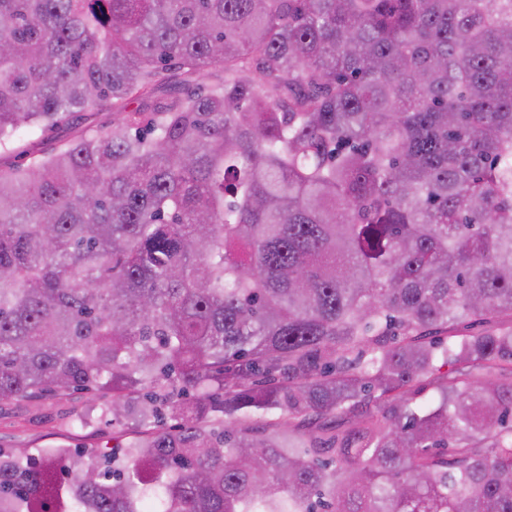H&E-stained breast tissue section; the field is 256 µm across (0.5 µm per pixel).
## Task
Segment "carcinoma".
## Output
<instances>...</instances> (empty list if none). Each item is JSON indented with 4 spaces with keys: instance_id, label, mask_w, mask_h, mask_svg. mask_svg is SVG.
I'll use <instances>...</instances> for the list:
<instances>
[{
    "instance_id": "carcinoma-1",
    "label": "carcinoma",
    "mask_w": 512,
    "mask_h": 512,
    "mask_svg": "<svg viewBox=\"0 0 512 512\" xmlns=\"http://www.w3.org/2000/svg\"><path fill=\"white\" fill-rule=\"evenodd\" d=\"M102 111L0 169V401L129 440L0 512H512V0H0V153Z\"/></svg>"
}]
</instances>
